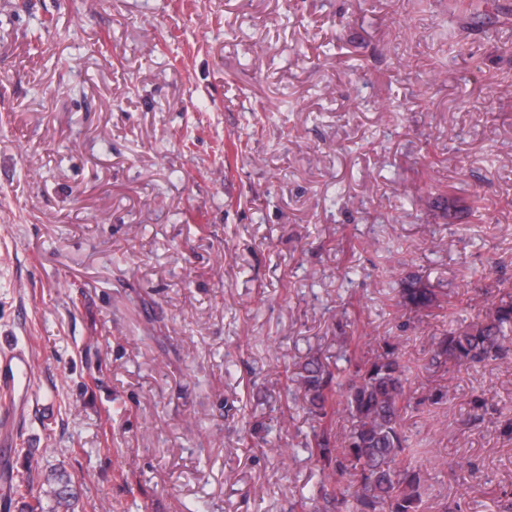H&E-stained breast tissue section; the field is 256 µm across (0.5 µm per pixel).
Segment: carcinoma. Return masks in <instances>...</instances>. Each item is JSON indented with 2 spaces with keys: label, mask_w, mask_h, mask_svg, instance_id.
Returning a JSON list of instances; mask_svg holds the SVG:
<instances>
[{
  "label": "carcinoma",
  "mask_w": 512,
  "mask_h": 512,
  "mask_svg": "<svg viewBox=\"0 0 512 512\" xmlns=\"http://www.w3.org/2000/svg\"><path fill=\"white\" fill-rule=\"evenodd\" d=\"M396 294L402 308L416 317L441 307L446 296L416 273L397 280ZM484 295L491 297L484 312L432 337L426 372L442 380L450 365L512 357V284L498 282ZM409 374L398 348L387 341L344 370H333L318 352L298 365L293 393L308 413L347 422L341 431L312 429L304 444L323 475L309 497L317 512H421L427 491L422 459L432 450L413 440L404 425L411 402ZM45 482L43 496L26 503V512H45V497L58 508L70 507L64 472L49 471Z\"/></svg>",
  "instance_id": "cac0c4a2"
}]
</instances>
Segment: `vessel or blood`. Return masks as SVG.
Masks as SVG:
<instances>
[{
	"label": "vessel or blood",
	"instance_id": "obj_1",
	"mask_svg": "<svg viewBox=\"0 0 512 512\" xmlns=\"http://www.w3.org/2000/svg\"><path fill=\"white\" fill-rule=\"evenodd\" d=\"M31 390V363L27 351L15 344L0 347V393L11 399L10 404L0 407V482L8 479L6 459L12 451L7 428L23 413Z\"/></svg>",
	"mask_w": 512,
	"mask_h": 512
}]
</instances>
